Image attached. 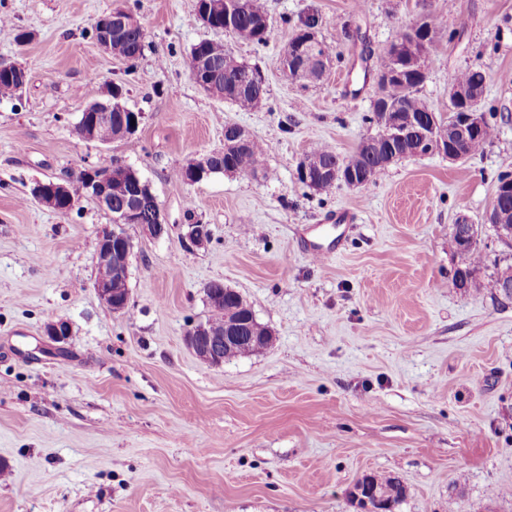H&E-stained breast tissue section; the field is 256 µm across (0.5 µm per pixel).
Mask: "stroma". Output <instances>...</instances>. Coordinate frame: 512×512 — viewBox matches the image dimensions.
I'll use <instances>...</instances> for the list:
<instances>
[{
	"mask_svg": "<svg viewBox=\"0 0 512 512\" xmlns=\"http://www.w3.org/2000/svg\"><path fill=\"white\" fill-rule=\"evenodd\" d=\"M195 4L0 0V60L29 74L20 98L0 100V512H360L349 492L366 473L403 480L399 512H448L452 499L457 512H512V299L456 287L450 243L466 217L487 272L512 264L485 223L498 175L512 173V0H265L264 45L204 26ZM116 9L146 32L132 64L93 38ZM427 10L437 46L419 94L445 111L449 73L481 69L493 142L463 161L400 159L366 186L302 185L306 154L346 157L376 131L377 87L351 69L363 45L383 52ZM308 13L334 49L316 82L277 66ZM203 39L262 71V110L194 82ZM111 84L141 113L138 131L79 139L81 113ZM228 123L263 143L257 174L177 179L223 148ZM116 159L150 184L168 226L149 238L128 225L120 313L93 287L110 215L87 195L65 213L28 198L35 182ZM192 219L208 225L206 246L185 239ZM315 241L337 248L318 260ZM213 281L246 300L271 348L219 368L193 354L186 332L208 317ZM59 320L62 342L45 332Z\"/></svg>",
	"mask_w": 512,
	"mask_h": 512,
	"instance_id": "obj_1",
	"label": "stroma"
}]
</instances>
